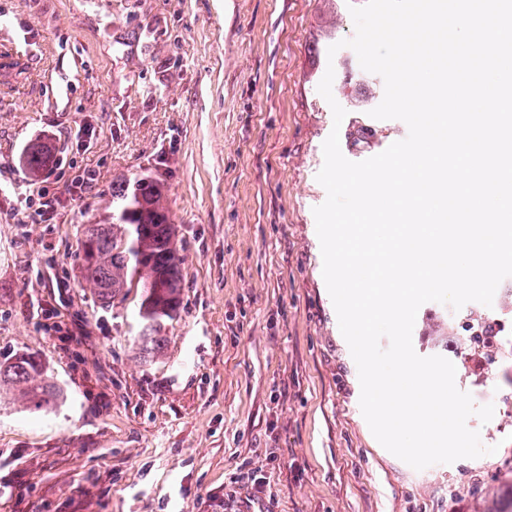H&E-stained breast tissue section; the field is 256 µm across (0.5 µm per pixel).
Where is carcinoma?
<instances>
[{"instance_id":"cac0c4a2","label":"carcinoma","mask_w":512,"mask_h":512,"mask_svg":"<svg viewBox=\"0 0 512 512\" xmlns=\"http://www.w3.org/2000/svg\"><path fill=\"white\" fill-rule=\"evenodd\" d=\"M46 159L43 149L32 148L25 160L29 173L38 175ZM162 198L163 184L158 180L112 186V216L105 224L88 225L79 240L93 250L92 259L82 265L83 277L103 304H112L126 288H140L136 342L146 362L160 356L164 322L175 317L181 305L183 274L175 229ZM6 387L20 388L34 413L50 410L62 397L41 362L24 353L0 362V395Z\"/></svg>"}]
</instances>
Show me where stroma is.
I'll return each instance as SVG.
<instances>
[{
    "label": "stroma",
    "instance_id": "stroma-1",
    "mask_svg": "<svg viewBox=\"0 0 512 512\" xmlns=\"http://www.w3.org/2000/svg\"><path fill=\"white\" fill-rule=\"evenodd\" d=\"M354 35L348 0H0V361L37 357L63 393L31 413L0 400V512H225L240 475L269 512H498L512 498V368L486 374L448 336L455 384L484 457L417 470L382 447L360 409L358 369L322 270L316 175L338 130L344 157L384 81L326 33ZM360 86L334 125L327 70ZM50 147L30 180L25 156ZM93 188L74 189L85 172ZM157 178L184 276L158 359L136 346L138 297L104 306L78 239L112 211V186ZM61 204L29 223L19 198ZM56 308L54 319L43 311ZM481 315L512 342V296L494 309L428 302L412 343L437 355L442 322ZM67 327L59 335L57 326Z\"/></svg>",
    "mask_w": 512,
    "mask_h": 512
}]
</instances>
